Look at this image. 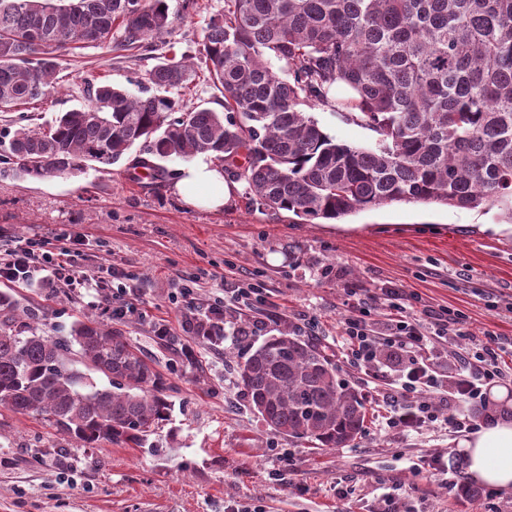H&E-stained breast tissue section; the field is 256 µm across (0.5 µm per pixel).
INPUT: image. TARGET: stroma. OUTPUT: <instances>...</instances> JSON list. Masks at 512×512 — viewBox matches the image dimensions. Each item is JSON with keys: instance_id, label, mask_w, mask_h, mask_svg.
<instances>
[{"instance_id": "stroma-1", "label": "stroma", "mask_w": 512, "mask_h": 512, "mask_svg": "<svg viewBox=\"0 0 512 512\" xmlns=\"http://www.w3.org/2000/svg\"><path fill=\"white\" fill-rule=\"evenodd\" d=\"M200 2L203 11L176 21L158 57L196 54L218 0ZM62 61V87L38 111L46 121L82 107L73 88L87 72L126 88L150 66L105 46L74 50ZM312 115L336 140L376 143L373 131L331 109ZM138 154L131 149L102 171L0 178V249L32 237L52 243L64 230L80 235L76 270L106 284L112 272L130 274L124 299L131 312L114 318L96 293L59 287L43 272L24 284L2 278L0 289L46 335H64L88 317L122 330L164 373L170 419L151 435V447L85 448L45 416L0 407V512H512L511 491L459 494L458 435L440 423L409 432L388 427L391 406L370 397L356 444L316 448L273 433L236 373L250 347L285 322L326 350L340 380L365 390V369L339 348L352 288L400 289L416 318L426 309L464 312L461 335L430 347L436 365L456 369L458 356L477 351L489 335L512 349V234L490 232L506 221L498 209L392 203L303 224L285 212L246 211L236 193L220 210H201L171 191L182 160L167 162V175L138 179ZM189 282L201 313L224 302L219 347L199 349L182 327L181 290ZM253 284L265 288V302L234 299L236 289ZM242 321L251 328L246 342L237 338ZM162 324L178 336L177 349L159 343ZM184 349L203 361L204 374L182 360Z\"/></svg>"}]
</instances>
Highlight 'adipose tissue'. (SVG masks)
<instances>
[{
    "instance_id": "obj_1",
    "label": "adipose tissue",
    "mask_w": 512,
    "mask_h": 512,
    "mask_svg": "<svg viewBox=\"0 0 512 512\" xmlns=\"http://www.w3.org/2000/svg\"><path fill=\"white\" fill-rule=\"evenodd\" d=\"M172 188L187 205L217 210L232 197L234 188L221 168L207 156L179 170ZM496 405L477 429L459 440L469 479L498 490L512 491V400L504 389L493 391Z\"/></svg>"
}]
</instances>
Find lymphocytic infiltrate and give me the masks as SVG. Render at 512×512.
<instances>
[{"label":"lymphocytic infiltrate","mask_w":512,"mask_h":512,"mask_svg":"<svg viewBox=\"0 0 512 512\" xmlns=\"http://www.w3.org/2000/svg\"><path fill=\"white\" fill-rule=\"evenodd\" d=\"M63 240L65 245L57 253L47 249L46 242L42 239H32L0 252V278L18 283L28 279L36 268L47 267L54 279L66 288L95 287L94 278L69 270L65 262L66 257L78 252L82 244L81 237L67 233ZM402 298L403 294L399 289L385 288L381 292L348 301L344 340L349 359L361 366L372 364L377 362L380 352L385 348L393 351L395 356L403 358L400 376L387 388L385 396L396 402L416 393L420 400L388 418V426L406 431L440 420L457 433L471 430L473 423L470 417L455 413L439 417L435 405L422 398L425 392L443 388L440 374L425 364L422 353L434 341L457 332L463 320L462 313L445 309L424 321L406 315ZM381 305L389 307L391 315L383 329L378 330L372 327L368 318L372 310ZM503 376L492 344H485L482 351L462 358L459 370L453 378L451 395L471 402L480 401L484 395V387L499 382Z\"/></svg>","instance_id":"lymphocytic-infiltrate-1"}]
</instances>
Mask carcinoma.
<instances>
[{
	"mask_svg": "<svg viewBox=\"0 0 512 512\" xmlns=\"http://www.w3.org/2000/svg\"><path fill=\"white\" fill-rule=\"evenodd\" d=\"M173 29L167 0H0V112L60 85L70 44L151 52ZM194 79L221 94L224 111L185 102ZM135 83L137 94L85 77L84 106L0 138V176L113 165L138 144L135 166L151 175L167 173L160 160L211 155L245 182L248 211L311 223L428 202L495 207L512 221V0H224L197 58L156 64ZM316 104L376 133L375 146L330 136L307 112ZM183 318L199 345L224 341L223 314ZM237 376L276 434L338 448L364 431L358 391L325 350L286 328ZM0 406L44 415L89 448H143L171 411L163 375L121 332L77 320L54 340L20 322L9 291H0Z\"/></svg>",
	"mask_w": 512,
	"mask_h": 512,
	"instance_id": "cac0c4a2",
	"label": "carcinoma"
}]
</instances>
